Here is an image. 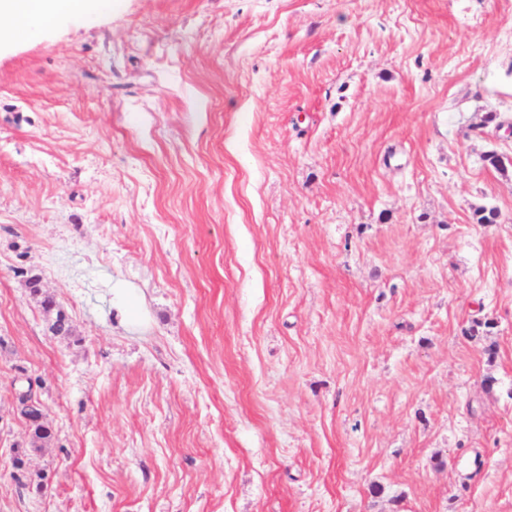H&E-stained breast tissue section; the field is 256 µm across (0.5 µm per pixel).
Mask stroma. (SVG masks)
Here are the masks:
<instances>
[{
    "instance_id": "35a3bbf8",
    "label": "stroma",
    "mask_w": 512,
    "mask_h": 512,
    "mask_svg": "<svg viewBox=\"0 0 512 512\" xmlns=\"http://www.w3.org/2000/svg\"><path fill=\"white\" fill-rule=\"evenodd\" d=\"M511 124L512 0L1 47L0 512H512ZM28 426L30 432L31 443L38 447L52 440L53 432L49 422L46 420L43 410L40 408L39 403L34 406L28 416Z\"/></svg>"
}]
</instances>
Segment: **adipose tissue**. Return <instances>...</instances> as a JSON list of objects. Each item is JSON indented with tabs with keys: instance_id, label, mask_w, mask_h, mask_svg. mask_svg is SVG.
Returning <instances> with one entry per match:
<instances>
[{
	"instance_id": "1",
	"label": "adipose tissue",
	"mask_w": 512,
	"mask_h": 512,
	"mask_svg": "<svg viewBox=\"0 0 512 512\" xmlns=\"http://www.w3.org/2000/svg\"><path fill=\"white\" fill-rule=\"evenodd\" d=\"M112 6L113 0H0V38L51 28L65 17Z\"/></svg>"
}]
</instances>
